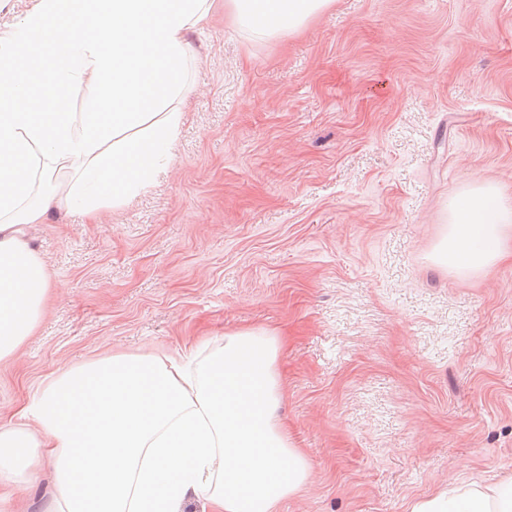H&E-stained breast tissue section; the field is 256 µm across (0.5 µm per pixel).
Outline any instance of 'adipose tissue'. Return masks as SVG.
<instances>
[{"mask_svg": "<svg viewBox=\"0 0 512 512\" xmlns=\"http://www.w3.org/2000/svg\"><path fill=\"white\" fill-rule=\"evenodd\" d=\"M334 0H225L241 26L302 31ZM212 0H34L0 34V362L38 325L54 283L28 237L59 208L96 214L146 192L184 121L189 31ZM85 103L45 112V89ZM512 258V195L474 182L453 201L432 259L477 272ZM284 340L225 332L174 356L116 354L62 371L0 426V486L28 482L48 449L53 512H277L311 464L277 417ZM37 429H30V422ZM410 512H512V479L465 483Z\"/></svg>", "mask_w": 512, "mask_h": 512, "instance_id": "1", "label": "adipose tissue"}]
</instances>
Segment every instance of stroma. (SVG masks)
<instances>
[{"mask_svg": "<svg viewBox=\"0 0 512 512\" xmlns=\"http://www.w3.org/2000/svg\"><path fill=\"white\" fill-rule=\"evenodd\" d=\"M215 0L156 185L30 241L50 292L0 363V424L64 369L281 331L311 462L277 512H409L512 475V263L435 265L455 197L512 191V0H336L260 37Z\"/></svg>", "mask_w": 512, "mask_h": 512, "instance_id": "stroma-1", "label": "stroma"}]
</instances>
